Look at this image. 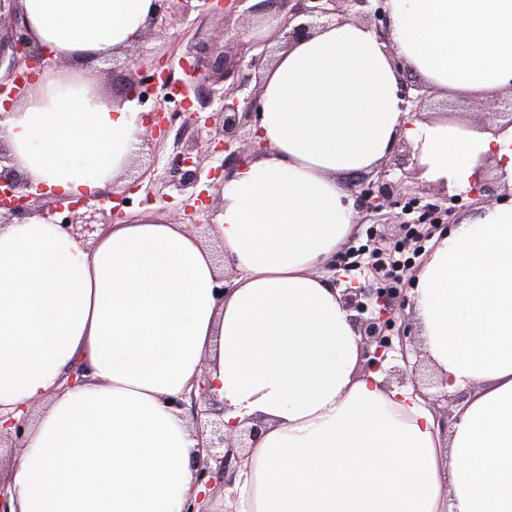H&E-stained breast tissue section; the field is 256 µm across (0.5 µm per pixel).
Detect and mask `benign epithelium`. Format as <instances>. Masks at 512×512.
Wrapping results in <instances>:
<instances>
[{
	"label": "benign epithelium",
	"instance_id": "benign-epithelium-1",
	"mask_svg": "<svg viewBox=\"0 0 512 512\" xmlns=\"http://www.w3.org/2000/svg\"><path fill=\"white\" fill-rule=\"evenodd\" d=\"M197 5H191V2ZM246 0H158L154 14L148 21V29L163 27L169 17L176 12L188 13L195 9L202 15L232 14L238 11ZM279 13L283 14L280 24L286 31L288 44L292 45L304 37L311 36L314 31L341 15L339 21H355L362 19L364 24L374 30L382 40H388L389 15L385 6L386 0H276ZM266 53L246 57L241 55L238 62H227L224 52L208 56L201 47L189 46L186 53L179 58L178 66L183 77H174L173 61L164 59L154 65L144 66L127 58L119 61L113 57L106 60L112 65V76L124 93V99L144 103L145 91L153 88L170 96L177 94L187 101H196L203 107L206 101L200 96L203 88L225 83L234 76L241 65L254 70L263 67ZM61 60L54 57L45 47L33 40L27 25H15L10 35L0 37V95L9 101H17L25 97L29 85L23 83L21 76L30 75L53 65ZM399 73V94L403 100L402 109L407 118L415 120L420 117L428 98L429 89L408 79L399 64H394ZM220 120L212 123L215 130L210 134L209 146L213 153H226L234 166H240L242 157L262 153L266 145L257 139L255 127L261 106L257 105L258 96L248 91L245 82L232 83L231 90H221L218 97ZM485 112L497 121L500 127L512 126V98L507 101L495 99L486 104ZM177 112L154 111L146 120V134L143 140H159L165 138L169 127L173 124ZM247 133V142H241V133ZM200 157L193 154V149L186 148L174 160L173 179L176 187L188 194V200L204 206V213L211 211L210 196L196 193L199 182ZM390 170L380 168L376 180L361 178L358 201L361 207L379 212L386 206L405 203L402 213L396 215L400 219L411 213L408 204L417 205L422 197L404 187V180H388ZM43 194L33 189L32 184L19 174L12 163L9 151L0 146V227L13 223L14 219L38 214L44 217L66 213L64 220L58 225L76 238L86 239L89 234L97 231V226L107 228L115 221L124 218L123 204L126 201L121 193L105 190L89 200L69 201L56 198L50 208L38 204ZM396 293L392 288H346L342 291L341 302L350 313V320L361 338L364 352L371 355L370 367L381 370L389 359V353L399 350L403 362H408L405 337H397L398 344L384 336L390 319L393 303L391 296ZM217 401L205 382H200L188 394L181 398L171 399L168 404L176 409L191 406L195 410L196 436L200 440L199 448L205 452V459L198 461L196 483L203 486L204 491L190 500L183 512H204L202 503L209 488L223 482L227 486L231 481L225 480L230 464L238 460L236 449L245 447L243 438L255 439L261 429V422L255 421L239 431V434L224 432V409L218 410L209 406ZM29 428L28 414L18 419L10 418L0 424V433L21 443Z\"/></svg>",
	"mask_w": 512,
	"mask_h": 512
}]
</instances>
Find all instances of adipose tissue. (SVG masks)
I'll return each instance as SVG.
<instances>
[{"instance_id":"ef3b65f1","label":"adipose tissue","mask_w":512,"mask_h":512,"mask_svg":"<svg viewBox=\"0 0 512 512\" xmlns=\"http://www.w3.org/2000/svg\"><path fill=\"white\" fill-rule=\"evenodd\" d=\"M154 0H21L55 56L0 120L17 168L58 197L127 170L145 123L98 96L79 65L141 36ZM388 41L334 23L282 52L261 88L264 154L224 183L213 227L236 269L216 296L203 242L145 216L94 248L33 215L0 228V415L53 395L10 482L11 512H182L198 439L168 401L207 375L224 429L261 432L225 495L231 512H512V206L435 238L413 311L449 392L448 432L410 388L363 372L339 288L317 273L355 219L344 180L398 138L422 176L468 192L483 159L512 184V126L405 122L391 53L427 87L488 98L512 87V0H387ZM82 361L88 382L57 392Z\"/></svg>"}]
</instances>
